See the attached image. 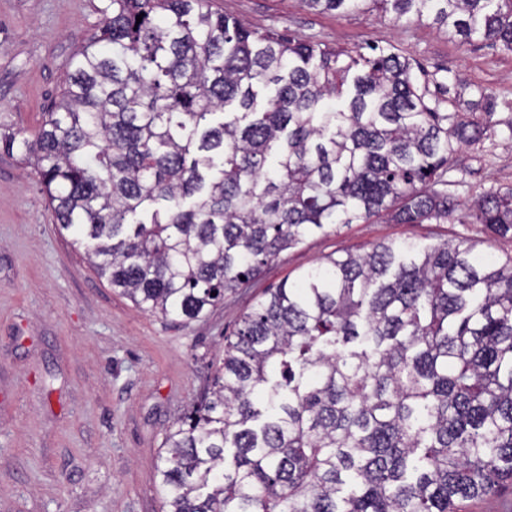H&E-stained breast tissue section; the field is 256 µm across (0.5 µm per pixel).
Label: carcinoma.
Returning <instances> with one entry per match:
<instances>
[{
	"label": "carcinoma",
	"instance_id": "obj_1",
	"mask_svg": "<svg viewBox=\"0 0 512 512\" xmlns=\"http://www.w3.org/2000/svg\"><path fill=\"white\" fill-rule=\"evenodd\" d=\"M512 53V0H303ZM31 134L61 229L142 312L198 319L315 233L446 224L480 125L411 63L259 31L212 0H110ZM142 15L141 22L136 16ZM512 239V188L470 207ZM164 512H458L512 480V260L380 242L267 288L165 433Z\"/></svg>",
	"mask_w": 512,
	"mask_h": 512
}]
</instances>
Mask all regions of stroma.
<instances>
[{"mask_svg":"<svg viewBox=\"0 0 512 512\" xmlns=\"http://www.w3.org/2000/svg\"><path fill=\"white\" fill-rule=\"evenodd\" d=\"M108 3L0 0V134L37 127ZM215 5L254 29L352 54L380 46L417 62L440 111L483 124L448 172V192L463 208L448 224L384 217L312 235L250 287L182 324L139 311L99 278L56 224L36 173L0 152V512H161L164 433L210 385L225 337L265 288L329 255L386 241L472 239L479 255L512 259V240L486 239L466 210L512 188V53L390 13L321 12L302 0Z\"/></svg>","mask_w":512,"mask_h":512,"instance_id":"obj_1","label":"stroma"}]
</instances>
